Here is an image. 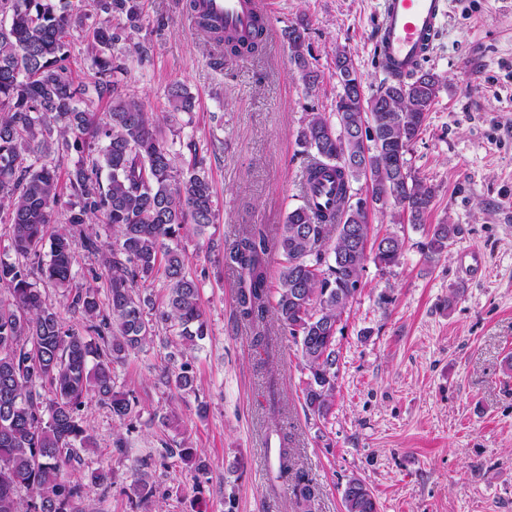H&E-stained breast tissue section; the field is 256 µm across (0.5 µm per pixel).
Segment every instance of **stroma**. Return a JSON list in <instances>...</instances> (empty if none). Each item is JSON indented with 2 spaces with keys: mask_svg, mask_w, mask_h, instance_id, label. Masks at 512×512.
I'll list each match as a JSON object with an SVG mask.
<instances>
[{
  "mask_svg": "<svg viewBox=\"0 0 512 512\" xmlns=\"http://www.w3.org/2000/svg\"><path fill=\"white\" fill-rule=\"evenodd\" d=\"M271 3L263 55L219 69L186 0H142L148 22L136 40L144 53L129 55L120 87L160 114L172 84L194 97L193 110L176 116L173 149L178 166L202 161L215 189L216 223L182 240L209 334L183 350L161 324L143 351L116 365L135 417L126 426L105 405L88 406L96 448L86 460L114 477L108 489L86 484L83 505L138 512L134 469L187 442L194 462L150 467L152 512H295L290 486L277 478L285 443L319 489L313 512H345L353 478L367 483L379 512H512V0H449L422 64L446 83L406 155L412 173L435 187L434 206L423 226L369 210L372 234L396 233L404 251L392 267L366 265L339 324L336 397L324 420L304 408L300 349L274 318L266 320L271 353L254 346L236 311L240 273L223 255L256 226L276 239L303 204L297 136L308 112L335 109L337 51L351 56L365 95L380 86L381 0ZM302 18L320 75L310 93L293 74L283 34ZM442 222L464 233L430 263L420 245L427 224ZM172 360L190 364L195 392L160 383ZM171 412L178 425L164 427ZM199 462L207 466L201 481Z\"/></svg>",
  "mask_w": 512,
  "mask_h": 512,
  "instance_id": "35a3bbf8",
  "label": "stroma"
}]
</instances>
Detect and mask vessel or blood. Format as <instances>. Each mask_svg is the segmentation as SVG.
Wrapping results in <instances>:
<instances>
[{
  "label": "vessel or blood",
  "mask_w": 512,
  "mask_h": 512,
  "mask_svg": "<svg viewBox=\"0 0 512 512\" xmlns=\"http://www.w3.org/2000/svg\"><path fill=\"white\" fill-rule=\"evenodd\" d=\"M200 9L242 34L268 26L266 0H199ZM448 0H383L377 48L384 66L409 74L430 56L448 15Z\"/></svg>",
  "instance_id": "vessel-or-blood-1"
}]
</instances>
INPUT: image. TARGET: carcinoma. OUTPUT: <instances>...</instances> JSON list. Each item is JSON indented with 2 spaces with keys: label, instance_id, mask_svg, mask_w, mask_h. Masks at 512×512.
<instances>
[{
  "label": "carcinoma",
  "instance_id": "cac0c4a2",
  "mask_svg": "<svg viewBox=\"0 0 512 512\" xmlns=\"http://www.w3.org/2000/svg\"><path fill=\"white\" fill-rule=\"evenodd\" d=\"M187 12L207 42L221 48L219 66L254 57L264 36L227 32L189 0ZM0 213L7 215L12 247L23 259L0 262V512H83L82 480L93 447L83 411L92 400L106 405L120 422L132 417L134 400L115 390L114 365L147 345L158 324L179 329L182 343L195 346L208 335L200 287L187 268L178 238L194 226L215 223L214 192L201 163L179 171L162 123L168 117L146 110L142 101L118 91L126 72L120 43L136 53L133 36L146 22L141 0H0ZM308 23L284 31L291 61L308 90L318 83L307 55ZM78 33L84 63L94 73L95 95L75 83L68 37ZM342 79L335 116L309 112L299 132L308 155L306 184L336 185L334 207L309 201L292 209L278 238L268 242L254 228L235 240L224 260L240 270L237 311L251 325L255 346L269 351L265 319L273 314L299 343L308 370L303 381L305 408L319 419L330 415L336 392L337 326L355 298L368 260L381 267L399 263L404 243L394 234L370 236L367 199L354 184L371 187L370 200L384 211L399 208L412 224L425 223L436 189L418 179L406 153L418 137L442 78L420 68L408 78L386 73L375 93L365 97L362 77L351 57L336 52ZM112 99L107 110L98 102ZM171 117L193 108L182 84L167 94ZM77 154L66 172L69 192L64 224L56 225L61 201L58 160ZM109 224L116 247L104 258L108 288L101 301L95 288H73L78 249L103 252L89 231ZM462 234L459 224L429 228L422 251L440 259ZM50 241L48 263L39 274L71 297L70 308L85 320V332L67 328L48 306L25 261ZM282 256L277 287L270 286V250ZM162 274L165 300L159 307L135 285ZM161 382L194 391L189 364L165 371ZM280 477L291 479L299 512H312L316 486L295 469L287 445L278 452ZM136 506L150 502L154 487L145 469L134 472ZM99 486H112V471L87 470ZM28 498L18 499L20 489ZM346 512H378L368 485L350 480Z\"/></svg>",
  "mask_w": 512,
  "mask_h": 512
}]
</instances>
